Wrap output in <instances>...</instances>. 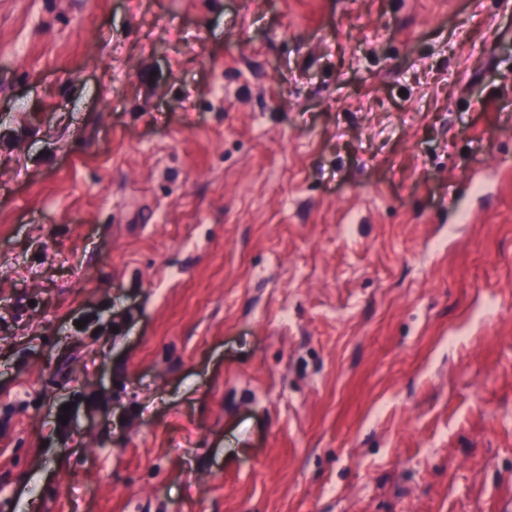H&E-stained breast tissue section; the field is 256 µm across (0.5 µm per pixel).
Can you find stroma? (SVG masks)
Returning <instances> with one entry per match:
<instances>
[{
    "label": "stroma",
    "mask_w": 512,
    "mask_h": 512,
    "mask_svg": "<svg viewBox=\"0 0 512 512\" xmlns=\"http://www.w3.org/2000/svg\"><path fill=\"white\" fill-rule=\"evenodd\" d=\"M144 499L512 501V0H0V501Z\"/></svg>",
    "instance_id": "35a3bbf8"
}]
</instances>
